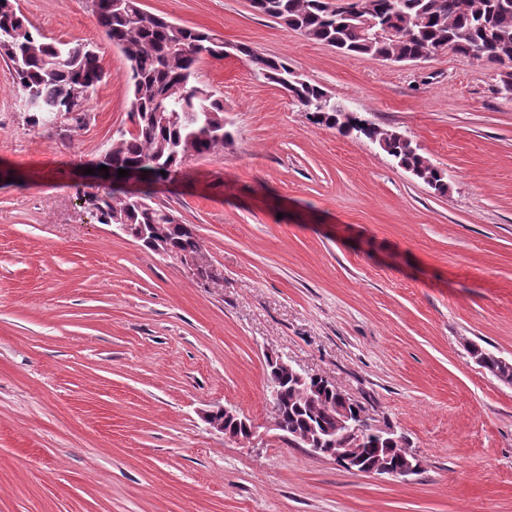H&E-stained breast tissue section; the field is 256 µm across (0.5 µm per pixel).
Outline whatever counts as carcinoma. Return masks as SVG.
<instances>
[{
	"label": "carcinoma",
	"instance_id": "cac0c4a2",
	"mask_svg": "<svg viewBox=\"0 0 512 512\" xmlns=\"http://www.w3.org/2000/svg\"><path fill=\"white\" fill-rule=\"evenodd\" d=\"M346 0H252V8L286 29L345 54L374 59L417 61L440 52L471 57L490 67L512 63V0H373L378 21L390 32L378 38L367 29V19L351 15ZM97 26L128 63L129 121L139 127L120 129L108 150L88 162L105 165L112 187L87 194L86 203L100 224H130L135 228L162 224L169 256L201 250L173 211L155 199L152 187L174 178L186 156H203L224 148L233 132L224 120V101L198 80L202 54L224 58V41L192 26L175 23L145 11L140 0H91ZM235 52L253 64L256 75L270 84L288 88L295 70L288 59L265 56L246 44ZM0 60L7 79L21 92L31 127L47 131L67 121H86L92 94L108 74L98 52L86 44L54 41L44 36L16 7L15 0H0ZM291 98L317 126L346 136L336 100L311 82L295 87ZM355 138L374 141L398 166L443 194L445 172L419 153L408 138L375 125L353 122ZM139 171L142 194L130 197L118 169ZM471 357L501 381L512 384V363L471 343ZM288 426L305 436L312 428L335 426L336 390L307 398L292 380L269 377ZM404 436L387 440L365 434L360 447L367 463L396 458L405 447Z\"/></svg>",
	"mask_w": 512,
	"mask_h": 512
}]
</instances>
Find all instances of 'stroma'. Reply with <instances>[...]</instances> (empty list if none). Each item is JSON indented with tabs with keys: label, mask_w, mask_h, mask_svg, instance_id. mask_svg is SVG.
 <instances>
[{
	"label": "stroma",
	"mask_w": 512,
	"mask_h": 512,
	"mask_svg": "<svg viewBox=\"0 0 512 512\" xmlns=\"http://www.w3.org/2000/svg\"><path fill=\"white\" fill-rule=\"evenodd\" d=\"M47 38L93 44L109 74L86 126L27 122L0 63V512H512V63L444 52L344 55L250 0H142L151 13L288 59L446 174L440 194L366 139L312 125L235 56H202L234 139L157 197L193 225L201 280L79 193L129 127L128 64L87 0H17ZM319 374L392 424L411 480L282 442L266 356ZM235 408L250 438L209 430ZM468 352L491 374L507 384H512V363L505 362L502 358L476 343L471 342L469 344Z\"/></svg>",
	"instance_id": "obj_1"
}]
</instances>
